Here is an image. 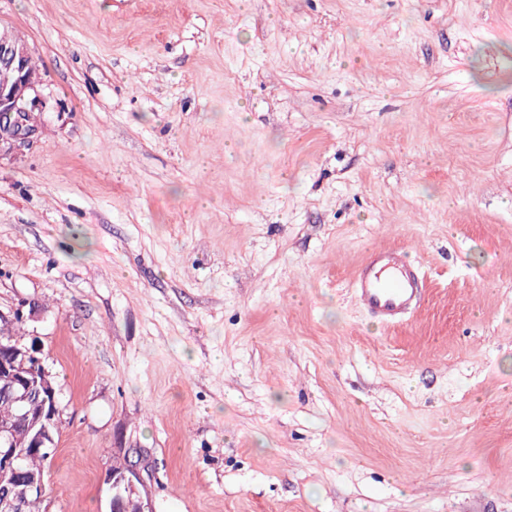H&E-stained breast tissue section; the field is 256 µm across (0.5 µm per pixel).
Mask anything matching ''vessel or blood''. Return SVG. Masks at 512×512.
Segmentation results:
<instances>
[{
    "label": "vessel or blood",
    "mask_w": 512,
    "mask_h": 512,
    "mask_svg": "<svg viewBox=\"0 0 512 512\" xmlns=\"http://www.w3.org/2000/svg\"><path fill=\"white\" fill-rule=\"evenodd\" d=\"M424 288V273L406 253L382 246L369 252L352 282L367 314L387 324L406 319L419 305Z\"/></svg>",
    "instance_id": "1"
}]
</instances>
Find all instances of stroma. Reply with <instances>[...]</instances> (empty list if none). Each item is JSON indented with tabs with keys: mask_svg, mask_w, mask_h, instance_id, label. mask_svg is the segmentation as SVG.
<instances>
[{
	"mask_svg": "<svg viewBox=\"0 0 512 512\" xmlns=\"http://www.w3.org/2000/svg\"><path fill=\"white\" fill-rule=\"evenodd\" d=\"M0 311L61 389L49 512H512V0H0ZM426 277L405 321L351 283ZM31 49L27 41L11 30L0 28V69L11 73V80L0 83V151L29 145L35 129L25 118L30 112H46L49 96L44 79L28 70ZM351 287L367 314L377 321L396 324L419 305L425 275L405 252L380 246L370 251L359 266ZM108 481L112 497L106 512H152L147 498L143 497L137 484L143 486L140 467L124 454L110 470Z\"/></svg>",
	"mask_w": 512,
	"mask_h": 512,
	"instance_id": "1",
	"label": "stroma"
}]
</instances>
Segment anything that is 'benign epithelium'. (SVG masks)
<instances>
[{
	"label": "benign epithelium",
	"mask_w": 512,
	"mask_h": 512,
	"mask_svg": "<svg viewBox=\"0 0 512 512\" xmlns=\"http://www.w3.org/2000/svg\"><path fill=\"white\" fill-rule=\"evenodd\" d=\"M31 49L27 41L11 30L0 28V69L12 78L0 83V149L30 144L36 134L28 126L26 116L48 108L42 75L28 70ZM0 396L17 406V414L9 420L0 419V512H23L28 497L46 495L43 475L28 474L15 479L21 467L18 452L17 424H25L31 450L51 456L57 442L47 425L60 415V388L36 340L26 344L0 347ZM108 481L112 497L107 512H151L148 500L138 487L143 485L139 464L124 455L110 470Z\"/></svg>",
	"instance_id": "7a95c632"
}]
</instances>
